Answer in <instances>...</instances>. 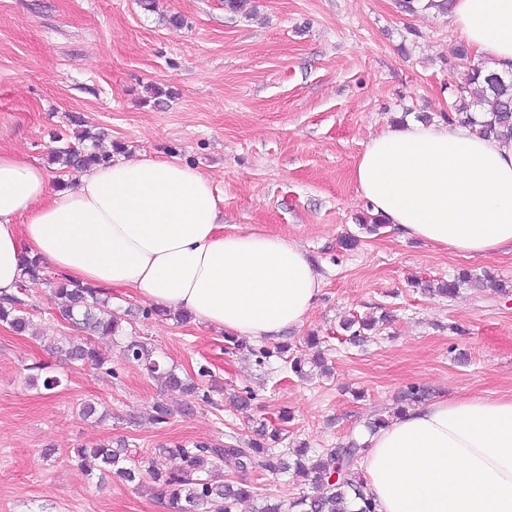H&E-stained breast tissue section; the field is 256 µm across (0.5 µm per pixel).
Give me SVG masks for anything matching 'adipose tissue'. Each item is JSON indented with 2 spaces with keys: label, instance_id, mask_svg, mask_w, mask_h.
I'll return each instance as SVG.
<instances>
[{
  "label": "adipose tissue",
  "instance_id": "1",
  "mask_svg": "<svg viewBox=\"0 0 512 512\" xmlns=\"http://www.w3.org/2000/svg\"><path fill=\"white\" fill-rule=\"evenodd\" d=\"M448 18L494 68H512V0H453ZM354 180L402 236L466 257L512 252V144L411 121L370 138ZM34 255L80 284L127 288L256 341L302 325L322 286L299 244L225 232L212 181L158 157L98 165L56 190L39 162L0 151V296ZM367 443L376 512H512V395L436 399Z\"/></svg>",
  "mask_w": 512,
  "mask_h": 512
}]
</instances>
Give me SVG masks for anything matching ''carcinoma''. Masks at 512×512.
<instances>
[{"mask_svg": "<svg viewBox=\"0 0 512 512\" xmlns=\"http://www.w3.org/2000/svg\"><path fill=\"white\" fill-rule=\"evenodd\" d=\"M452 111L445 120L450 124L469 127L483 137H493L503 143H512V71L498 72L484 65L468 68L465 80L453 90ZM100 134L83 129L69 137L57 133L55 146L49 152L51 163L59 165L58 171L65 176L71 171H82L96 165L109 163L108 154L97 151ZM41 281L50 288L56 302L59 319L71 324L87 338L77 342L63 337L54 346L56 352L67 359L79 362L91 369L116 377L117 372L107 357L93 344L92 337L118 335L122 317L112 309L109 300L101 297L95 288L83 286L59 275L48 279L40 259L30 258L24 264L21 283ZM424 292L452 298L464 286L474 289L491 287L507 295L512 285L495 279L489 273L481 276L461 270L448 281L431 284L416 283ZM0 323H6L17 334H24L30 326L26 303L20 294L0 298ZM376 321L353 319L344 322L348 340L355 343L365 338V332L373 330ZM127 361L142 366L148 373L163 379L164 394L180 401V412L194 413L202 406H215L211 390L202 385V379L211 376L210 368L199 367L196 377L180 376L172 367L161 363L155 350L145 340L133 338L123 346ZM284 344L276 350L268 347L251 348L249 352L258 365L267 359L286 352ZM30 385H42L50 391L60 385L55 376L41 377L38 364L28 367ZM278 432H268L266 424L258 422L253 438L241 445L224 447L209 443L173 442L155 449L154 455L140 466L126 465V444L121 440L97 443L90 448L74 449V462L81 465L91 458L98 463V470L113 474L127 484L137 487L150 481L156 485L157 496L167 502L173 512H239V506L254 497V492L243 484L226 479L216 473V463L226 458L236 461L241 471L261 469L273 475L295 468L297 474L309 481L315 493L303 494L288 504L267 503L255 512H375L371 498L366 494L365 482L357 469L367 444L349 438L335 448H324L308 455V448L293 452L276 450ZM169 458H178L182 466L166 465Z\"/></svg>", "mask_w": 512, "mask_h": 512, "instance_id": "cac0c4a2", "label": "carcinoma"}]
</instances>
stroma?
Wrapping results in <instances>:
<instances>
[{
    "mask_svg": "<svg viewBox=\"0 0 512 512\" xmlns=\"http://www.w3.org/2000/svg\"><path fill=\"white\" fill-rule=\"evenodd\" d=\"M249 14L224 0H0V148L47 162L51 135L86 124L124 159L176 158L209 177L223 199L224 221L297 242L323 276L304 323L286 330L290 355L323 341L331 373L300 378L277 358L258 366L242 350L225 354L221 330L191 321L138 319L123 337L149 340L178 371L208 365L224 393L218 407L145 422L163 384L128 362L119 342L95 343L117 377L70 363L49 349L68 335L44 284L23 298L33 335L0 323V512H169L155 492L112 479L98 482L72 461L74 449L121 437L132 458L159 445H233L259 420L282 431V447L336 446L377 417L393 418L407 386L431 398L463 390L512 394V295L460 289L430 296L415 281L449 279L466 269L512 280V253L463 257L401 236L392 225L362 232L371 213L354 167L371 136L399 117L441 119L450 86L468 65L447 15L403 11L398 0H250ZM182 16L184 26L163 19ZM172 90L154 103L153 88ZM355 234L359 246L340 244ZM367 339L346 343L350 317H380ZM61 379L52 391L29 386L27 365ZM250 387L247 408L230 393ZM95 401L111 418L83 420ZM54 449L44 458L45 449ZM262 496L290 499L303 479L239 473Z\"/></svg>",
    "mask_w": 512,
    "mask_h": 512,
    "instance_id": "35a3bbf8",
    "label": "stroma"
}]
</instances>
